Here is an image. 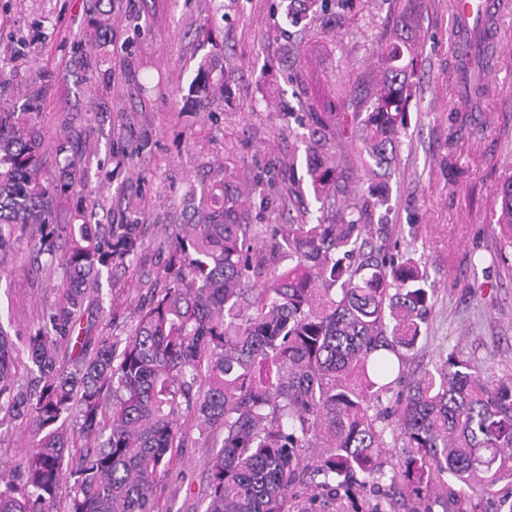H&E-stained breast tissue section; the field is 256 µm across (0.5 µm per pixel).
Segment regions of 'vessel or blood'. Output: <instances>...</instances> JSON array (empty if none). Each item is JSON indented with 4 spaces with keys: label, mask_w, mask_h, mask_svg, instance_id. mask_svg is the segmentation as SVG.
<instances>
[{
    "label": "vessel or blood",
    "mask_w": 512,
    "mask_h": 512,
    "mask_svg": "<svg viewBox=\"0 0 512 512\" xmlns=\"http://www.w3.org/2000/svg\"><path fill=\"white\" fill-rule=\"evenodd\" d=\"M501 18L495 0H453L450 46L464 68L473 67L491 76L484 61L488 47L498 41Z\"/></svg>",
    "instance_id": "obj_1"
}]
</instances>
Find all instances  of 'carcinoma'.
Returning <instances> with one entry per match:
<instances>
[{"instance_id": "obj_1", "label": "carcinoma", "mask_w": 512, "mask_h": 512, "mask_svg": "<svg viewBox=\"0 0 512 512\" xmlns=\"http://www.w3.org/2000/svg\"><path fill=\"white\" fill-rule=\"evenodd\" d=\"M401 30L418 0H394ZM415 53L406 41L381 55L378 89L356 77L349 98L304 113L312 136L306 175L318 214L295 224H249L246 199L224 169L213 208L190 197L188 220L165 228L163 285L121 338L82 326L102 303V270L138 263L135 220L104 232L59 224L58 185L43 179L50 152L37 112L0 109V277L21 265L58 278L54 305L25 333L0 321V426L31 427L17 475L0 473V512H159L158 486L185 446L182 412L200 435L222 437L208 460L204 512H317L336 491L389 479L406 487L408 512H434L458 483L488 490L512 482V378L496 387L457 350L408 379L434 298L421 262L397 260L371 238L389 235L386 203L371 190L326 219L322 204L348 193L357 136L390 175L407 127ZM471 112L448 113V140L479 131ZM336 141V154L325 152ZM495 262L512 271V175L497 189ZM34 375V387L20 383ZM407 383L394 412L382 398ZM408 449L387 468L386 437Z\"/></svg>"}]
</instances>
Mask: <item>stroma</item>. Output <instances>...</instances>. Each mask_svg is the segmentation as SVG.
Here are the masks:
<instances>
[{
	"instance_id": "obj_1",
	"label": "stroma",
	"mask_w": 512,
	"mask_h": 512,
	"mask_svg": "<svg viewBox=\"0 0 512 512\" xmlns=\"http://www.w3.org/2000/svg\"><path fill=\"white\" fill-rule=\"evenodd\" d=\"M452 0H420L419 63L411 79L409 123L401 137L387 205L388 254L425 265L434 306L413 375L458 350L488 385L512 376V274L484 258L497 240L496 190L512 174V11L494 49L493 79L478 107L479 134L448 143V114L460 92L449 50ZM296 31L280 0H103L87 15L85 0H0V56L19 81L0 103L32 104L51 144L77 146L83 182L58 197V220L94 209L95 221L121 217L143 226L138 269L113 285L102 273L103 298L127 336L136 309L154 285L165 254L164 228L183 223L191 193L234 170L250 200L252 224L299 220L317 209L307 187L306 105L325 94L345 95L350 75L381 77L378 57L393 24L391 0H358L351 11H311ZM88 54L96 70L81 73ZM42 90L29 102L28 90ZM463 175L449 182L448 167ZM52 282L16 274L0 281V319L25 331L54 302ZM160 485L168 512H203L210 442L193 419Z\"/></svg>"
}]
</instances>
